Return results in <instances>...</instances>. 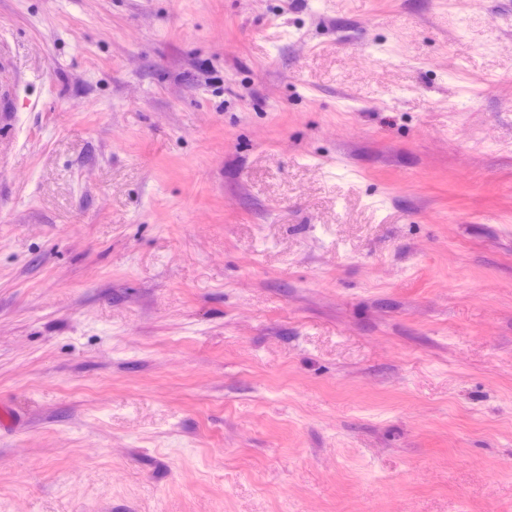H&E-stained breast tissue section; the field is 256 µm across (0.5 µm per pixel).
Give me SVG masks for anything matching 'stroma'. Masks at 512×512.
I'll return each mask as SVG.
<instances>
[{"instance_id":"1","label":"stroma","mask_w":512,"mask_h":512,"mask_svg":"<svg viewBox=\"0 0 512 512\" xmlns=\"http://www.w3.org/2000/svg\"><path fill=\"white\" fill-rule=\"evenodd\" d=\"M0 512H512V0H0Z\"/></svg>"}]
</instances>
